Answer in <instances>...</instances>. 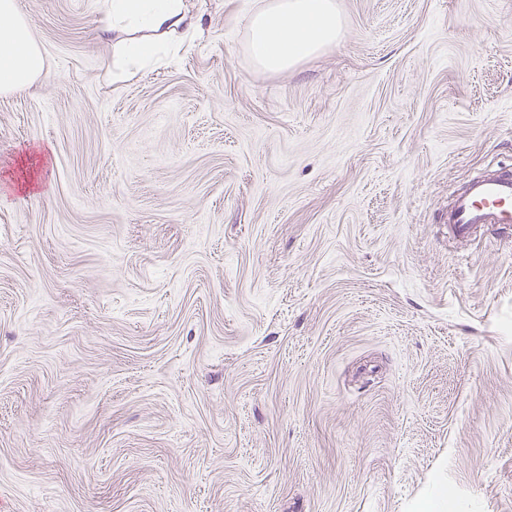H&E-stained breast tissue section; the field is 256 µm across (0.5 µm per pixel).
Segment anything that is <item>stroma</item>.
<instances>
[{"label":"stroma","mask_w":512,"mask_h":512,"mask_svg":"<svg viewBox=\"0 0 512 512\" xmlns=\"http://www.w3.org/2000/svg\"><path fill=\"white\" fill-rule=\"evenodd\" d=\"M128 77L101 0H18L0 96V512H512V0H336L251 65L264 0ZM46 75L42 51L16 0L0 1V93L31 87ZM341 28L335 0H268L249 18L250 59L266 71L286 70L336 45ZM512 224V166L472 176L448 203V229L467 240L479 228Z\"/></svg>","instance_id":"obj_1"}]
</instances>
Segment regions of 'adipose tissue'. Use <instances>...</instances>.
I'll return each instance as SVG.
<instances>
[{"label":"adipose tissue","mask_w":512,"mask_h":512,"mask_svg":"<svg viewBox=\"0 0 512 512\" xmlns=\"http://www.w3.org/2000/svg\"><path fill=\"white\" fill-rule=\"evenodd\" d=\"M102 7L112 32L123 37L121 64L131 74L196 25L185 0H102ZM341 28L336 0H267L249 18L250 59L266 71L286 70L336 44ZM45 74L17 0H0V93L23 91Z\"/></svg>","instance_id":"1"}]
</instances>
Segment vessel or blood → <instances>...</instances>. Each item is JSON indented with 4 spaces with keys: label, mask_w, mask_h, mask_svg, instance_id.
<instances>
[{
    "label": "vessel or blood",
    "mask_w": 512,
    "mask_h": 512,
    "mask_svg": "<svg viewBox=\"0 0 512 512\" xmlns=\"http://www.w3.org/2000/svg\"><path fill=\"white\" fill-rule=\"evenodd\" d=\"M512 225V166L472 176L448 204V229L466 240L486 225Z\"/></svg>",
    "instance_id": "1"
}]
</instances>
